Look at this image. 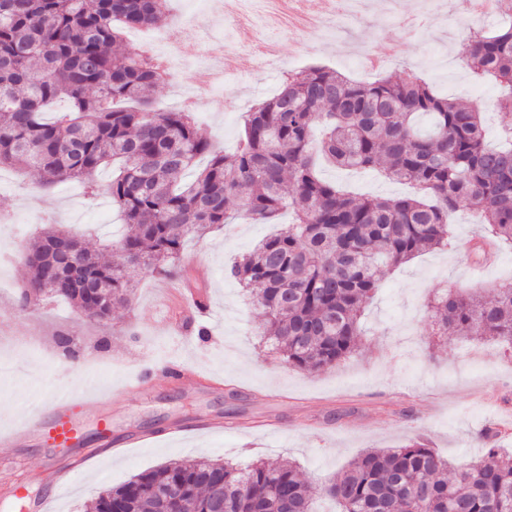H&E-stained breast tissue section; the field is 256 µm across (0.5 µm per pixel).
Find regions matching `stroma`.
Masks as SVG:
<instances>
[{
	"label": "stroma",
	"mask_w": 512,
	"mask_h": 512,
	"mask_svg": "<svg viewBox=\"0 0 512 512\" xmlns=\"http://www.w3.org/2000/svg\"><path fill=\"white\" fill-rule=\"evenodd\" d=\"M422 2L365 0L360 19L350 23H337L335 13H328L335 27L324 39L268 27L263 35L278 43L282 62L261 74L249 52L233 43L236 0H208L203 6L171 0L165 28L203 40L205 52L221 59L230 81L201 98L194 114L203 135L217 149L230 151L243 127V109L272 98L286 73L321 64L353 75L363 51L386 58L384 76L397 79L412 70L441 94L475 102L496 98L493 83L455 59L472 26L458 0H438L443 19L422 36L406 37L401 16L420 10ZM319 175L366 195L393 197L409 190L375 171L353 174L324 166ZM36 180L24 169L0 171V352L21 343L35 347L0 368V433L19 429L45 398L82 382L95 385L99 401L93 412L80 415L90 460L62 495H55L46 469L65 466L68 449L23 438L15 455L0 457V512H35L36 503L50 495L56 498L55 512H85L100 490L189 457L241 463L287 459L317 486L366 449L397 448L417 438L461 468L481 454L490 423L501 449L512 453V351L496 342L433 335L427 310L429 298L445 286L483 295L512 280V251L494 256L481 270L468 266V252L482 231L478 213L465 208L456 213L448 250L382 268L362 318L366 334L359 350L340 365L309 374L282 362L261 334L262 316L250 293L224 276L225 264L273 232L270 224L238 220L185 243L182 275L211 307L207 342L170 330L174 301L165 278L139 281L129 306L114 309L105 322L78 316L58 301L23 308L18 289L29 239L55 226L80 233L84 245L96 249L125 230L116 211L106 208V196L88 199L81 184L71 181L38 191ZM61 336L76 339L78 360L61 363ZM171 358L198 367L200 379L174 384L160 374L143 391L127 390L141 367ZM213 377L223 380L222 388L210 386ZM100 416L111 421L116 441L207 417L241 423L272 419L283 432L162 440L116 457L100 444Z\"/></svg>",
	"instance_id": "1"
}]
</instances>
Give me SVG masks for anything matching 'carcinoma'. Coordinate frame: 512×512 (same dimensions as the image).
<instances>
[{
	"mask_svg": "<svg viewBox=\"0 0 512 512\" xmlns=\"http://www.w3.org/2000/svg\"><path fill=\"white\" fill-rule=\"evenodd\" d=\"M166 17L167 0H0V168L35 170L41 187L78 180L90 196L103 190L127 226L116 262L84 248L66 279L47 261L26 262L22 303L62 300L108 320L129 303L137 276L175 275L185 241L225 223L230 202L237 217L269 224L288 208L292 222L230 261L225 275L259 289L263 336L289 366L315 373L357 350L381 267L447 248L460 207L479 211L485 238L512 249V122L507 145L491 148L480 105L441 97L416 75L359 82L315 66L246 113L237 148L217 153L191 113L153 107L156 65L114 51L124 30L160 27ZM460 54L475 76L495 81V107L512 115V24L492 36L471 32ZM59 101L68 110L46 119ZM204 156L208 164L195 168ZM321 159L342 170L378 167L413 192L347 193L319 176ZM111 162L119 175L103 188L95 175ZM71 237L51 227L25 251ZM429 311L438 336L512 346V282L486 298L449 286ZM318 494L340 512H512V458L489 448L450 474L413 440L366 451L316 489L290 461L240 468L193 457L104 489L91 508L313 512Z\"/></svg>",
	"mask_w": 512,
	"mask_h": 512,
	"instance_id": "1",
	"label": "carcinoma"
}]
</instances>
